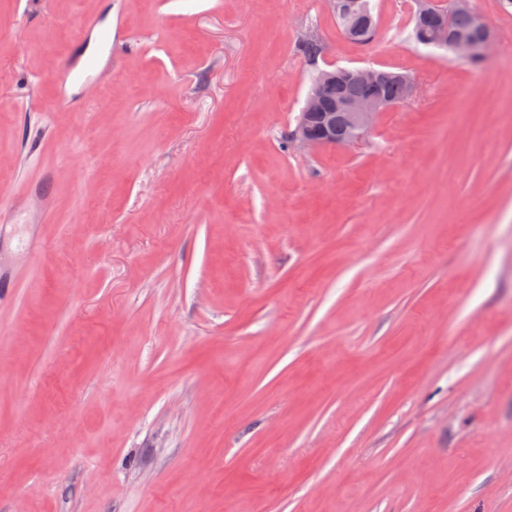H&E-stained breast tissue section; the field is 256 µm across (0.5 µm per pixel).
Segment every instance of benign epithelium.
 Instances as JSON below:
<instances>
[{
  "label": "benign epithelium",
  "mask_w": 512,
  "mask_h": 512,
  "mask_svg": "<svg viewBox=\"0 0 512 512\" xmlns=\"http://www.w3.org/2000/svg\"><path fill=\"white\" fill-rule=\"evenodd\" d=\"M478 35L448 36L444 27L434 39L440 47H451L459 57L482 62L491 53L493 36L484 24H479ZM359 81L370 91L360 97L328 96L331 84ZM377 73L372 67H334L320 71L314 88L310 89L300 113L293 140L303 147H343L359 142L376 114L394 106L387 97L377 93Z\"/></svg>",
  "instance_id": "benign-epithelium-1"
}]
</instances>
